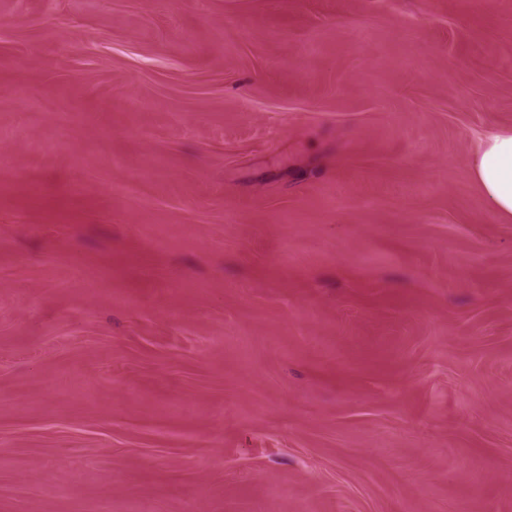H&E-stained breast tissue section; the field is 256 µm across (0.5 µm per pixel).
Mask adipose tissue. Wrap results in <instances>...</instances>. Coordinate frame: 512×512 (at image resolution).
I'll use <instances>...</instances> for the list:
<instances>
[{
    "mask_svg": "<svg viewBox=\"0 0 512 512\" xmlns=\"http://www.w3.org/2000/svg\"><path fill=\"white\" fill-rule=\"evenodd\" d=\"M472 181L499 219L512 221V128L489 131L469 165Z\"/></svg>",
    "mask_w": 512,
    "mask_h": 512,
    "instance_id": "obj_1",
    "label": "adipose tissue"
}]
</instances>
